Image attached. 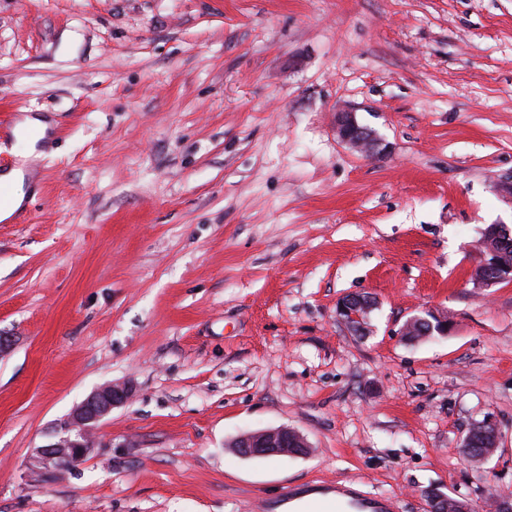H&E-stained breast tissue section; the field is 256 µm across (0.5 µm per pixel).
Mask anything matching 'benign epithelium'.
Masks as SVG:
<instances>
[{
	"instance_id": "7a95c632",
	"label": "benign epithelium",
	"mask_w": 512,
	"mask_h": 512,
	"mask_svg": "<svg viewBox=\"0 0 512 512\" xmlns=\"http://www.w3.org/2000/svg\"><path fill=\"white\" fill-rule=\"evenodd\" d=\"M336 131L346 144L364 152L382 155L386 146L376 132L362 124L355 113L340 111L336 113ZM491 259L484 265L497 270L494 278L478 279V282L491 286L512 280V265L505 263L498 251L490 252ZM372 304L371 298L348 297L342 299L337 307L341 321L358 333H366V315ZM410 324L423 327L426 334L436 331L443 334L448 329L446 320L433 311H426L408 320ZM131 395L126 384L110 383L90 393L76 405L55 433V440L36 449L31 458L30 469L42 476L60 469L67 462L81 459L91 450V435L99 422L112 412V409L125 404ZM306 438L296 429L288 426L249 432L240 435L234 442L238 455L244 458L286 456L290 448H307Z\"/></svg>"
}]
</instances>
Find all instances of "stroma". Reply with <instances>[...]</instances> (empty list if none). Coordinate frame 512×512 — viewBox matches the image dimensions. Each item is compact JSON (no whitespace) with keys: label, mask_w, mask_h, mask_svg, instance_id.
Listing matches in <instances>:
<instances>
[{"label":"stroma","mask_w":512,"mask_h":512,"mask_svg":"<svg viewBox=\"0 0 512 512\" xmlns=\"http://www.w3.org/2000/svg\"><path fill=\"white\" fill-rule=\"evenodd\" d=\"M25 115L47 130L0 222V512L512 494V282L473 277L486 228L512 231V0H0V167ZM349 295L377 302L366 335ZM427 310L448 333L406 341ZM122 380L97 445L32 480ZM487 416L498 447L469 460ZM280 426L306 455L235 453ZM336 131L341 140L353 148L376 155L385 152L386 145H383L376 132L360 124L353 112L336 113ZM372 304L371 298L348 297L343 298L337 307V314L341 321L357 333H367L369 327L366 323V315ZM131 395L126 384L110 383L90 393L76 405L55 433V440L37 448L30 469L41 476L81 459L91 450V435L112 409L125 404ZM78 461L69 462L67 466Z\"/></svg>","instance_id":"35a3bbf8"}]
</instances>
